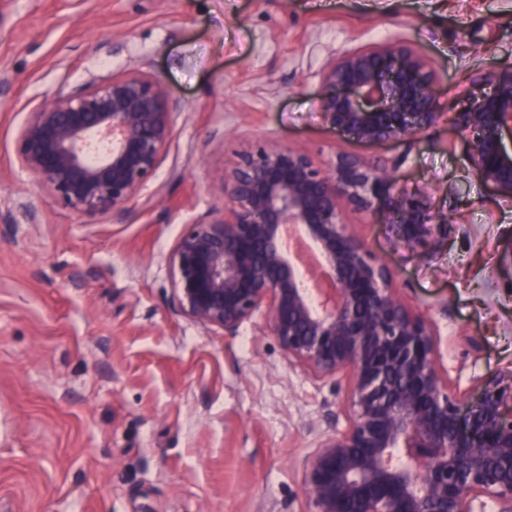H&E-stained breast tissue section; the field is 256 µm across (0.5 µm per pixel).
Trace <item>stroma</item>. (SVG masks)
<instances>
[{"mask_svg": "<svg viewBox=\"0 0 512 512\" xmlns=\"http://www.w3.org/2000/svg\"><path fill=\"white\" fill-rule=\"evenodd\" d=\"M387 41L426 58L443 119L404 141L328 127L326 61ZM510 64L512 0H0V512H306L302 461L345 428V380L289 364L265 312L232 337L170 305L178 235L262 144L392 166L423 242L374 208L345 207L349 230L428 324L461 410L512 372V207L477 189L449 120ZM125 72L164 80L173 136L130 213L89 224L15 138L33 104Z\"/></svg>", "mask_w": 512, "mask_h": 512, "instance_id": "35a3bbf8", "label": "stroma"}]
</instances>
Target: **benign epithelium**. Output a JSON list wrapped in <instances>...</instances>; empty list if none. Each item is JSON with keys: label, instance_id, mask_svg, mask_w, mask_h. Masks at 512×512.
Wrapping results in <instances>:
<instances>
[{"label": "benign epithelium", "instance_id": "7a95c632", "mask_svg": "<svg viewBox=\"0 0 512 512\" xmlns=\"http://www.w3.org/2000/svg\"><path fill=\"white\" fill-rule=\"evenodd\" d=\"M452 117L476 183L512 205V67ZM324 122L366 142L411 139L435 125L437 82L402 41L359 46L322 71ZM174 101L157 75L112 77L35 104L15 160L51 199L94 223L119 217L160 165ZM220 216L187 225L169 266L172 306L236 336L266 309L292 365L343 373L346 428L303 465L306 512H512V384L494 379L466 414L448 393L425 320L396 295L343 219L385 204L406 238L426 222L386 164L339 153L326 168L287 146L243 152L220 187Z\"/></svg>", "mask_w": 512, "mask_h": 512}]
</instances>
